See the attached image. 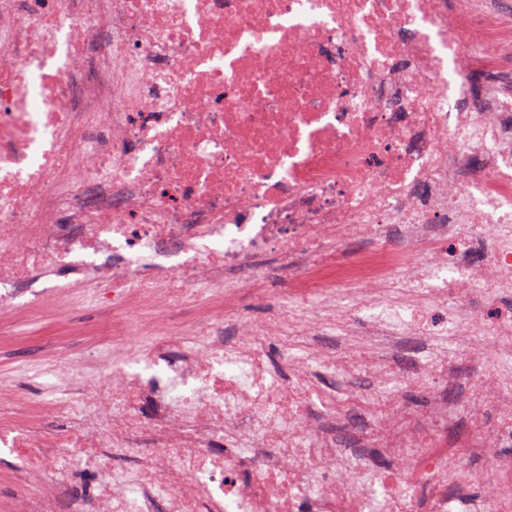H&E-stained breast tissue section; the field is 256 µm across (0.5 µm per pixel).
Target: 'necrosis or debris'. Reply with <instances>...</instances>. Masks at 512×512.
I'll use <instances>...</instances> for the list:
<instances>
[{
    "label": "necrosis or debris",
    "instance_id": "1",
    "mask_svg": "<svg viewBox=\"0 0 512 512\" xmlns=\"http://www.w3.org/2000/svg\"><path fill=\"white\" fill-rule=\"evenodd\" d=\"M511 296L512 0H0V318L116 323L47 356L27 428L0 384L9 512H512V374L418 408L386 358L438 313L512 365Z\"/></svg>",
    "mask_w": 512,
    "mask_h": 512
}]
</instances>
